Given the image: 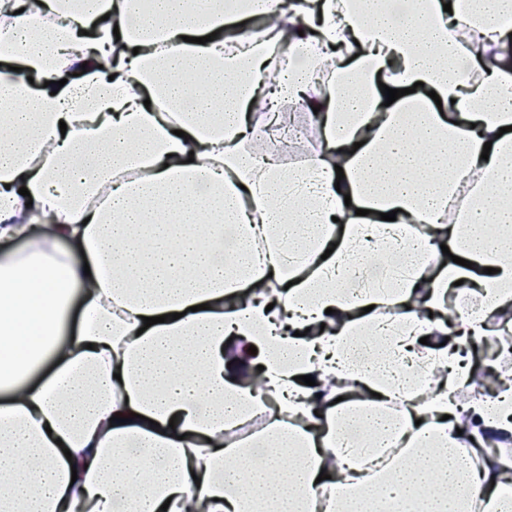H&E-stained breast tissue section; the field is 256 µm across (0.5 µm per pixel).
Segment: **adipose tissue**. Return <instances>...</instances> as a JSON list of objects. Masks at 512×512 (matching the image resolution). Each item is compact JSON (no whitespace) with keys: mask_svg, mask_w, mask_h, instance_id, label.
<instances>
[{"mask_svg":"<svg viewBox=\"0 0 512 512\" xmlns=\"http://www.w3.org/2000/svg\"><path fill=\"white\" fill-rule=\"evenodd\" d=\"M140 2L0 0V512H512V0ZM294 105L292 104H285L284 111L287 113H294V122H295V128H298V130H302L304 134H298L297 136H293L290 143L288 144V151L285 154L286 157L289 158H302L305 159L307 157V154L310 150V133L312 131V126H310V129L308 131H305L306 122L308 120L309 112H289L291 109H294Z\"/></svg>","mask_w":512,"mask_h":512,"instance_id":"adipose-tissue-1","label":"adipose tissue"}]
</instances>
